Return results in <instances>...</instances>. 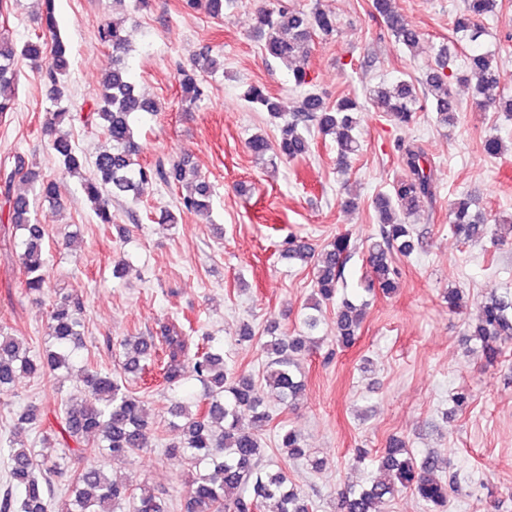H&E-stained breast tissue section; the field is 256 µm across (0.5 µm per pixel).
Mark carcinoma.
Wrapping results in <instances>:
<instances>
[{
	"mask_svg": "<svg viewBox=\"0 0 512 512\" xmlns=\"http://www.w3.org/2000/svg\"><path fill=\"white\" fill-rule=\"evenodd\" d=\"M500 0H464V7L453 19V34L465 51L464 65H456L444 47H431L433 65L424 73L421 89L401 79L373 86L368 100L395 124L408 126L418 113L430 112L435 123L446 128L454 123L459 101L453 91L456 83L475 81L473 104L480 110L494 109L512 118V98L498 92L499 76L493 68L494 53L485 48L482 20L497 13ZM386 30L406 48L416 47L419 31L406 22L396 9L395 0H372ZM186 10H203L216 19L224 18L226 0H182ZM253 31L264 51L284 65L294 87L301 91L298 106L287 113L279 99L265 86L251 84L244 98L272 118L281 120L279 137L272 142L256 133L247 142L248 151L259 163L277 167V161L293 160L309 152L311 133L318 132L336 143L340 171L350 166L359 150L355 129L356 114L362 105L342 96L329 103L313 91L314 77L301 65L310 53L313 37L328 38L336 32V15L318 6L309 11L289 7L279 0L272 7L261 6L253 16ZM98 40L112 51V71L102 82L90 117H98L99 127L110 146L91 161L93 177L85 180L84 194L101 224H112V204H134L152 185L179 189L178 210L204 214L213 204L211 185L198 172L190 171L185 160L159 162L146 166L138 162L140 146L134 126L142 114L158 112V105L141 96L129 72V39L120 22L109 21L98 28ZM25 60L40 74L49 106L45 131L49 150L60 167L77 173L86 164L71 135L62 130L71 113L62 106L67 98L70 53L61 38L55 0H43L37 27L22 44H16L9 31L0 33V116L14 110L12 88L17 80V64ZM224 67L221 56L202 52L188 68L179 71L181 101L190 111L206 95L201 74H215ZM406 175L393 183L390 192L373 200L379 215V236L367 247L372 277L365 281V292L379 289L386 294L398 288L399 270L394 255L409 256L419 243L410 218L435 192L432 168L424 149L415 144L401 148ZM8 211L7 223L15 231V247L28 294L36 299L48 295L45 230L36 218L42 203L56 204L57 179L42 177L26 166L20 154L5 159L0 167ZM450 229L464 244L487 236L490 225L471 197L453 201ZM353 245L346 234H338L318 251L301 236H290L281 251L291 260L312 268L313 294L304 305L297 336H281L279 327L267 329L264 348L269 357L261 388L249 376H237L224 363V339L216 336L194 338L175 322H167L158 336H136L120 343L121 369L135 375L147 366L157 369L174 402L169 409L178 420L174 427L179 439L168 444L169 455L193 470L184 497V512H261L273 500L277 512H314L313 501L292 484L281 471L263 464L262 435L270 421L267 407L273 398L294 406L304 390L297 357L314 343L313 333L321 322L322 306L334 300L336 344H352L364 320L368 301L355 304L340 292L342 275L351 258ZM83 303L77 296L62 295L48 308L47 335L50 344L35 357L23 338L0 324V393L16 377L45 375L58 370L76 374L83 396L71 398L52 409L57 420L54 436L65 451L57 454L46 448L25 444L8 446L11 488L0 496V512H54L53 498L59 479L69 477L70 490L61 512H170L167 499L150 488L137 493L107 475L91 460L98 455L121 456L148 447L150 421L144 401L118 377L81 362V319ZM468 340L490 364L503 352L502 343L512 340V289H493L480 303ZM36 404L17 415L14 429L21 433L39 426L49 413ZM249 415V423L242 422ZM279 447L292 459L309 458L316 470L323 461L310 458L301 431L281 429ZM455 477L443 474L440 458L434 454L416 457L402 439L389 441L380 458L379 476L368 485H345L336 490L334 512H385L384 505L400 493H411L428 512H446ZM20 494L15 496L12 489Z\"/></svg>",
	"mask_w": 512,
	"mask_h": 512,
	"instance_id": "carcinoma-1",
	"label": "carcinoma"
}]
</instances>
